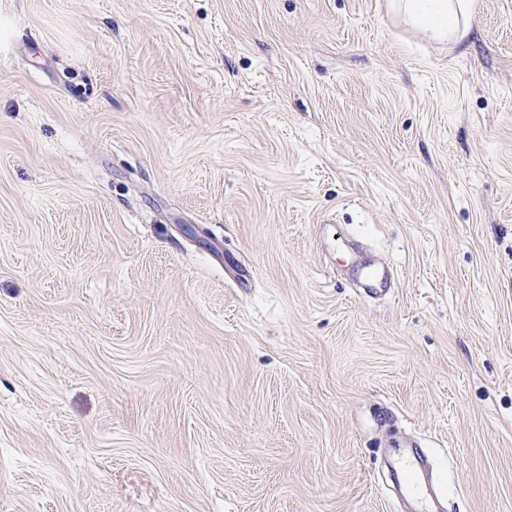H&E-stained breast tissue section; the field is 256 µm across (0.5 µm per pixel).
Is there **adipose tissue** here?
<instances>
[{"label": "adipose tissue", "mask_w": 512, "mask_h": 512, "mask_svg": "<svg viewBox=\"0 0 512 512\" xmlns=\"http://www.w3.org/2000/svg\"><path fill=\"white\" fill-rule=\"evenodd\" d=\"M390 6L407 25L438 41L461 44L472 29L473 0H390Z\"/></svg>", "instance_id": "obj_1"}]
</instances>
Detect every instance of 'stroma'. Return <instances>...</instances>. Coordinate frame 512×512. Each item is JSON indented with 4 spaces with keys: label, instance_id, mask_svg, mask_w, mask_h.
<instances>
[{
    "label": "stroma",
    "instance_id": "stroma-1",
    "mask_svg": "<svg viewBox=\"0 0 512 512\" xmlns=\"http://www.w3.org/2000/svg\"><path fill=\"white\" fill-rule=\"evenodd\" d=\"M0 0V512H512V0ZM388 276L382 296L357 284ZM390 6L407 25L434 40L458 45L472 29L473 0H391Z\"/></svg>",
    "mask_w": 512,
    "mask_h": 512
}]
</instances>
